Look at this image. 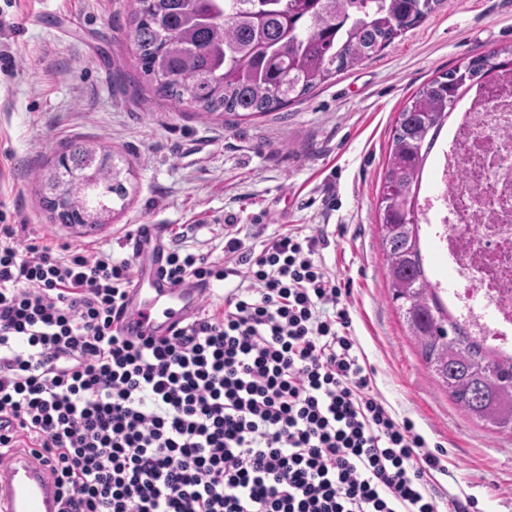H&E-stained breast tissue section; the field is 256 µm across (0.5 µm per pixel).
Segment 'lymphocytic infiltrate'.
<instances>
[{
  "label": "lymphocytic infiltrate",
  "instance_id": "obj_1",
  "mask_svg": "<svg viewBox=\"0 0 512 512\" xmlns=\"http://www.w3.org/2000/svg\"><path fill=\"white\" fill-rule=\"evenodd\" d=\"M323 237L169 248L175 284L228 281L162 338L124 335L133 256L0 224V464L17 443L61 512H440L439 457L370 394Z\"/></svg>",
  "mask_w": 512,
  "mask_h": 512
}]
</instances>
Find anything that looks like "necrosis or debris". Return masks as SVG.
Segmentation results:
<instances>
[{"instance_id":"necrosis-or-debris-1","label":"necrosis or debris","mask_w":512,"mask_h":512,"mask_svg":"<svg viewBox=\"0 0 512 512\" xmlns=\"http://www.w3.org/2000/svg\"><path fill=\"white\" fill-rule=\"evenodd\" d=\"M419 203L452 277L435 286L472 335L512 357V70L460 101Z\"/></svg>"}]
</instances>
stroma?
I'll use <instances>...</instances> for the list:
<instances>
[{
  "label": "stroma",
  "mask_w": 512,
  "mask_h": 512,
  "mask_svg": "<svg viewBox=\"0 0 512 512\" xmlns=\"http://www.w3.org/2000/svg\"><path fill=\"white\" fill-rule=\"evenodd\" d=\"M135 0H0V193L28 235L126 256L118 240L145 224L190 248L224 255V226L261 247L288 229L324 236L320 256L348 288L351 334L374 395L442 445L439 489L471 512H512V434L471 421L431 379L390 298L375 210L389 136L424 83L462 61L512 45V0H444L378 55L303 99L249 119L173 107L140 73L129 25ZM111 149L125 199L107 224L55 223L41 177L78 142Z\"/></svg>",
  "instance_id": "35a3bbf8"
}]
</instances>
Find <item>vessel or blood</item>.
Masks as SVG:
<instances>
[{"instance_id":"vessel-or-blood-1","label":"vessel or blood","mask_w":512,"mask_h":512,"mask_svg":"<svg viewBox=\"0 0 512 512\" xmlns=\"http://www.w3.org/2000/svg\"><path fill=\"white\" fill-rule=\"evenodd\" d=\"M158 239V225L147 224L121 242L137 261L136 283L122 323L124 334L131 337L170 335L196 313L203 294L193 282L176 285L163 276L164 257L153 252ZM58 508L59 488L46 467L32 462L26 448L14 449L9 462L0 465V512H57Z\"/></svg>"}]
</instances>
